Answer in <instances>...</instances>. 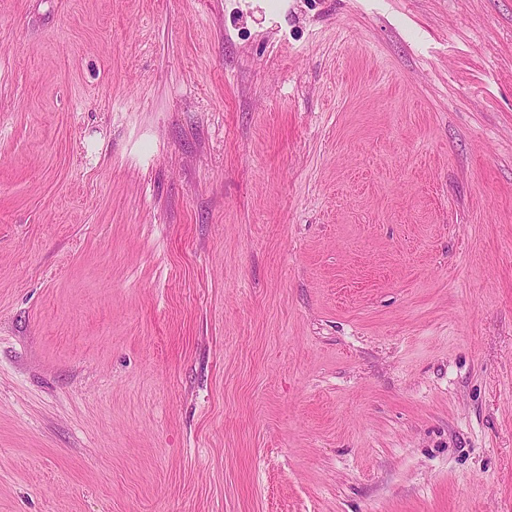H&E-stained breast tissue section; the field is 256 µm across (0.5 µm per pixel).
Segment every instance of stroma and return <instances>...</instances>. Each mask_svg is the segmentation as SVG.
<instances>
[{"mask_svg":"<svg viewBox=\"0 0 512 512\" xmlns=\"http://www.w3.org/2000/svg\"><path fill=\"white\" fill-rule=\"evenodd\" d=\"M0 512H512V0H0Z\"/></svg>","mask_w":512,"mask_h":512,"instance_id":"obj_1","label":"stroma"}]
</instances>
